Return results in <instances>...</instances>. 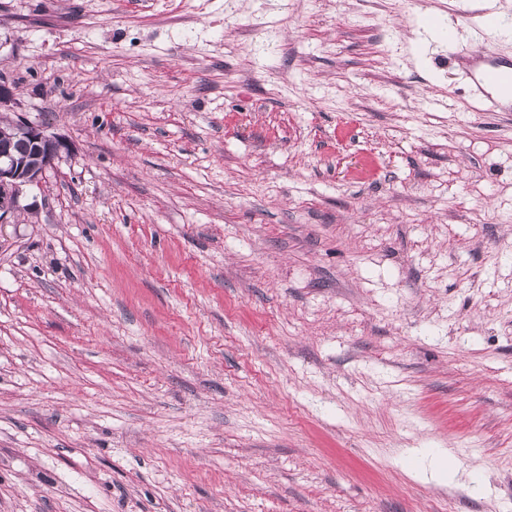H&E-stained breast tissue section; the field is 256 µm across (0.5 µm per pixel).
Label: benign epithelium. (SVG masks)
Returning a JSON list of instances; mask_svg holds the SVG:
<instances>
[{
  "mask_svg": "<svg viewBox=\"0 0 512 512\" xmlns=\"http://www.w3.org/2000/svg\"><path fill=\"white\" fill-rule=\"evenodd\" d=\"M14 104L13 85L0 76V110H9ZM12 128L39 163L26 165V160L14 154L12 143H0V223L18 210L22 187L38 183L46 168L69 151V144L64 139L48 134L44 127L21 116L13 121Z\"/></svg>",
  "mask_w": 512,
  "mask_h": 512,
  "instance_id": "7a95c632",
  "label": "benign epithelium"
}]
</instances>
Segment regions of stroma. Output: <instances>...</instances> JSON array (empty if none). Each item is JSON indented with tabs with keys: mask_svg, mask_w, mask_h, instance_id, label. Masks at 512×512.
Listing matches in <instances>:
<instances>
[{
	"mask_svg": "<svg viewBox=\"0 0 512 512\" xmlns=\"http://www.w3.org/2000/svg\"><path fill=\"white\" fill-rule=\"evenodd\" d=\"M487 7L0 0L70 145L0 225V512H512Z\"/></svg>",
	"mask_w": 512,
	"mask_h": 512,
	"instance_id": "35a3bbf8",
	"label": "stroma"
}]
</instances>
